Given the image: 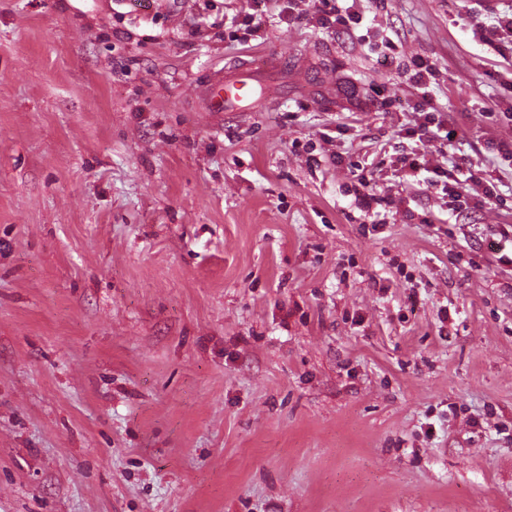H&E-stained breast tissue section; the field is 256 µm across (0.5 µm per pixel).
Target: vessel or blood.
Segmentation results:
<instances>
[{
	"label": "vessel or blood",
	"instance_id": "obj_1",
	"mask_svg": "<svg viewBox=\"0 0 512 512\" xmlns=\"http://www.w3.org/2000/svg\"><path fill=\"white\" fill-rule=\"evenodd\" d=\"M202 96L210 112H256L280 99L281 88L260 68L243 61Z\"/></svg>",
	"mask_w": 512,
	"mask_h": 512
}]
</instances>
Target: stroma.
Here are the masks:
<instances>
[{
  "mask_svg": "<svg viewBox=\"0 0 512 512\" xmlns=\"http://www.w3.org/2000/svg\"><path fill=\"white\" fill-rule=\"evenodd\" d=\"M473 6L0 0V512H512V47ZM416 55L432 164L494 205L397 164ZM272 57L281 102L201 111ZM340 2H351V4L345 7H338L334 4L330 11L322 10V14L317 19L322 27L329 28L334 24L350 27V24L359 25L361 23L363 17L355 9L357 1L340 0ZM331 16H333L334 20L331 19ZM411 64L414 67V73L409 80L411 85L420 93L421 99L414 107V112H412L414 114V125L406 130V135L410 139H414L418 135V141H415V146L399 159L401 167L407 172L406 176L409 178L417 177L422 170L432 173L434 180L431 179V185H438V182H441L443 184L442 190L450 199L448 202H466L461 200L463 191H466L462 180L451 177L448 169L442 166L431 165L430 160L427 159V154L417 144L419 142L421 146H426L424 142V139H426L427 142H436L448 147V143H451L457 136L456 130L448 126V119L444 118L442 113L433 105L430 95L432 84H437L439 69L436 63L421 57H412ZM423 136H426V138H423ZM466 192L470 193L469 191ZM359 173H353V177L355 178L356 183H354L353 192L355 194V199L358 200L359 204L362 205L366 210L365 213L369 212L374 214L373 204L382 205L381 202H384V198L376 196V194L372 193V188L370 186L372 179V175L374 174L373 170H367L370 173L369 178L364 172L365 169H356ZM365 214V215H366Z\"/></svg>",
  "mask_w": 512,
  "mask_h": 512,
  "instance_id": "1",
  "label": "stroma"
}]
</instances>
